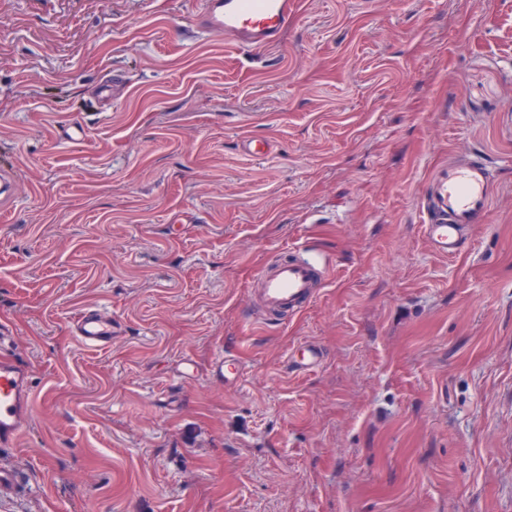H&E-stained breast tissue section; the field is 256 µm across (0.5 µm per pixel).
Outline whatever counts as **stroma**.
I'll use <instances>...</instances> for the list:
<instances>
[{
    "instance_id": "obj_1",
    "label": "stroma",
    "mask_w": 512,
    "mask_h": 512,
    "mask_svg": "<svg viewBox=\"0 0 512 512\" xmlns=\"http://www.w3.org/2000/svg\"><path fill=\"white\" fill-rule=\"evenodd\" d=\"M196 2L0 0V355L34 392L0 512H512V0H292L250 52ZM477 150L490 221L437 256L425 185ZM296 247L326 288L253 320ZM74 329L81 342L94 349L110 347L112 339L122 334L121 322L97 308L83 313Z\"/></svg>"
}]
</instances>
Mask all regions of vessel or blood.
Instances as JSON below:
<instances>
[{
  "label": "vessel or blood",
  "instance_id": "1",
  "mask_svg": "<svg viewBox=\"0 0 512 512\" xmlns=\"http://www.w3.org/2000/svg\"><path fill=\"white\" fill-rule=\"evenodd\" d=\"M290 0H201L193 26L203 35H220L240 47L267 49L292 20ZM495 180L481 153L449 161L428 182L423 195L421 234L431 251L441 257L458 255L466 246L472 225L487 223ZM325 270L305 251L263 268L257 275L253 313L273 322L299 313L323 288ZM81 342L105 349L122 333L120 321L100 309L86 311L74 325ZM32 385L19 361L0 357V447L14 446L29 421Z\"/></svg>",
  "mask_w": 512,
  "mask_h": 512
}]
</instances>
